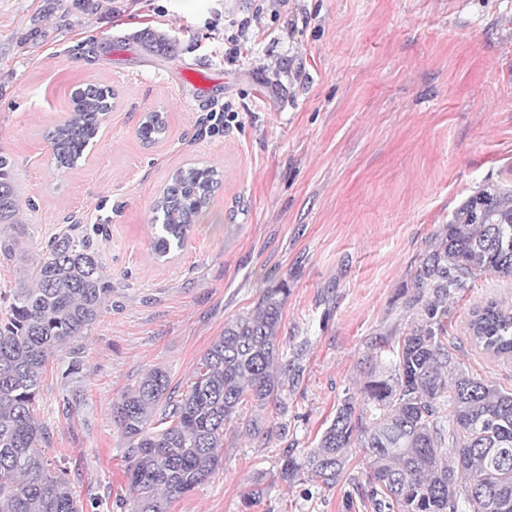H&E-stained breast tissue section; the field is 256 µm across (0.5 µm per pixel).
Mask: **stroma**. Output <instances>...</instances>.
I'll return each instance as SVG.
<instances>
[{
  "instance_id": "1",
  "label": "stroma",
  "mask_w": 512,
  "mask_h": 512,
  "mask_svg": "<svg viewBox=\"0 0 512 512\" xmlns=\"http://www.w3.org/2000/svg\"><path fill=\"white\" fill-rule=\"evenodd\" d=\"M253 14L228 62L236 21ZM89 83L110 87L114 108L77 165L57 169L47 135ZM227 100L236 123L205 131ZM154 109L168 129L146 146L137 128ZM0 150L15 162L20 219L0 236L25 249L0 256V295L67 225L104 228L95 246L112 297L49 359L35 406L45 453L84 512H127L113 403L158 367L186 390L225 323L267 288L285 291L282 403L243 416L276 434L227 425L222 467L172 512H374L348 500L367 478L360 445L330 487L278 470L360 392L367 357L409 329L411 278L452 212L482 184L512 186V0H101L94 14L74 0H0ZM193 164L220 183L183 249L156 258L153 205ZM492 297L512 302V281L487 275L449 298L448 347L470 374L512 389V361L467 330Z\"/></svg>"
}]
</instances>
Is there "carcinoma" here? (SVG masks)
Wrapping results in <instances>:
<instances>
[{
  "instance_id": "carcinoma-1",
  "label": "carcinoma",
  "mask_w": 512,
  "mask_h": 512,
  "mask_svg": "<svg viewBox=\"0 0 512 512\" xmlns=\"http://www.w3.org/2000/svg\"><path fill=\"white\" fill-rule=\"evenodd\" d=\"M111 106L108 87L76 90L71 111L49 132L57 167L77 164ZM166 131L158 111L141 118L137 134L152 144ZM12 169L0 150V224L18 223ZM217 185L212 167L173 174L154 204L158 257L183 248ZM100 233L99 224H71L55 236L0 314V512H84L64 469L38 449L48 436L34 408L46 362L97 321L112 295L94 247ZM487 274L512 279V188L498 183L478 186L436 233L412 278L409 307L419 319L388 345V360L376 357L385 366L371 367L364 408L346 395L316 447L300 459L285 456L280 478L307 473L332 486L357 442L368 451L369 473L356 493L375 512H512V389L465 372L448 349V297ZM283 292L265 289L251 312L224 324L180 396L155 368L113 404L130 459V512H170L219 470L224 428L242 419L244 406L280 401ZM468 330L481 350L512 359V307L488 299L473 309Z\"/></svg>"
}]
</instances>
